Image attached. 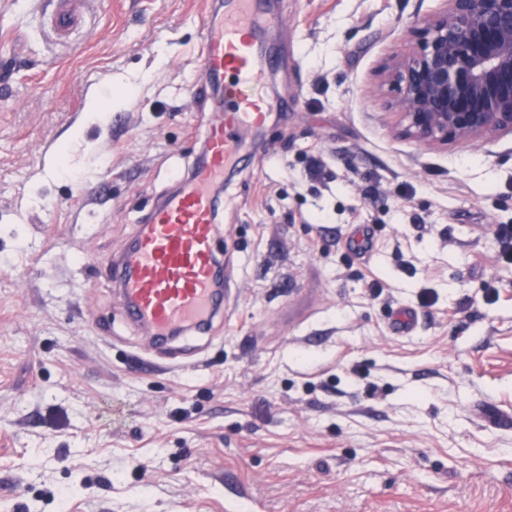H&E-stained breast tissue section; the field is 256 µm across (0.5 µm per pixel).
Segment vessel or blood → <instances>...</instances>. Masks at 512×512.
Segmentation results:
<instances>
[{
	"label": "vessel or blood",
	"instance_id": "1",
	"mask_svg": "<svg viewBox=\"0 0 512 512\" xmlns=\"http://www.w3.org/2000/svg\"><path fill=\"white\" fill-rule=\"evenodd\" d=\"M263 7V0H221L205 19L194 95L215 114L206 159L180 191L152 210L135 243L113 264L121 301L159 340L207 326L220 311L212 188L237 166L244 131L267 118L263 100L251 92L263 75L264 50L253 22Z\"/></svg>",
	"mask_w": 512,
	"mask_h": 512
}]
</instances>
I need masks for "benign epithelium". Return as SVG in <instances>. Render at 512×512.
Listing matches in <instances>:
<instances>
[{
	"mask_svg": "<svg viewBox=\"0 0 512 512\" xmlns=\"http://www.w3.org/2000/svg\"><path fill=\"white\" fill-rule=\"evenodd\" d=\"M381 73L400 134L423 145L512 135V0H443Z\"/></svg>",
	"mask_w": 512,
	"mask_h": 512,
	"instance_id": "benign-epithelium-1",
	"label": "benign epithelium"
}]
</instances>
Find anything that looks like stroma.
<instances>
[{
  "instance_id": "obj_1",
  "label": "stroma",
  "mask_w": 512,
  "mask_h": 512,
  "mask_svg": "<svg viewBox=\"0 0 512 512\" xmlns=\"http://www.w3.org/2000/svg\"><path fill=\"white\" fill-rule=\"evenodd\" d=\"M207 2L84 0L62 40L0 0V512H512V136L421 145L377 91L442 0H272L224 311L167 352L129 320L112 262L212 119Z\"/></svg>"
}]
</instances>
